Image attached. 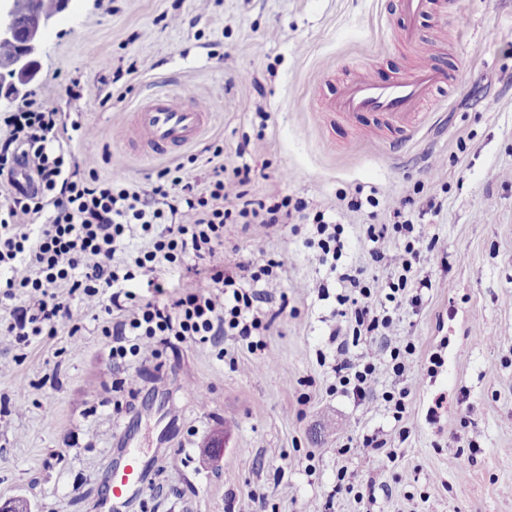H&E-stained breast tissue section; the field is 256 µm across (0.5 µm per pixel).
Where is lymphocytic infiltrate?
I'll return each instance as SVG.
<instances>
[{"instance_id":"obj_1","label":"lymphocytic infiltrate","mask_w":512,"mask_h":512,"mask_svg":"<svg viewBox=\"0 0 512 512\" xmlns=\"http://www.w3.org/2000/svg\"><path fill=\"white\" fill-rule=\"evenodd\" d=\"M6 127L0 142V176L13 175L17 165L29 168L37 188L33 192L8 194L0 204V281L5 298H13L16 287L25 290L24 304L14 313L10 328L20 341L40 335L69 318L70 310L59 297V288L80 293L91 310L120 312L113 328L112 358L123 362L141 354L143 339L164 342L175 336L207 343L219 336L248 340L254 332L270 330L288 307L261 306L263 295L257 283L273 286L282 277L283 262L249 258L235 265L216 263L214 256L224 246L228 224L267 228L290 219L310 222L307 247L316 251L320 265L335 272L340 288L336 325L329 336L336 345L331 369L343 395L356 402L372 401L380 374L406 376L400 349L390 347L393 319L384 304L415 306L422 289L432 281L424 267L434 258L437 238L426 245L391 247L396 235L414 231L412 197H404L394 208V223L368 225L364 242L373 263L393 268L396 280L388 284L385 299H377L375 284L361 269H339L345 242L343 226L325 210L308 213L305 201L289 197L251 195L248 186L253 169L246 162L247 143L235 155L240 165L227 167L219 158L222 146H211L217 163L205 178L188 170L186 164L161 170L150 189L143 190L117 181L100 179L96 173L72 179L65 169V155L58 152L67 132L57 112L28 101L0 120ZM37 231H30V224ZM140 225L152 236L148 249L129 260H116L131 225ZM191 261L196 278L182 291L168 292L161 279L170 265ZM28 275L17 276L18 266ZM147 277L156 300L139 302L126 283ZM380 342V354L359 361L351 347L360 339Z\"/></svg>"}]
</instances>
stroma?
<instances>
[{
  "instance_id": "1",
  "label": "stroma",
  "mask_w": 512,
  "mask_h": 512,
  "mask_svg": "<svg viewBox=\"0 0 512 512\" xmlns=\"http://www.w3.org/2000/svg\"><path fill=\"white\" fill-rule=\"evenodd\" d=\"M396 0H73L47 35L30 87L58 112L63 146L97 176L142 189L172 161L206 145L250 141L258 197L302 198L336 211L340 196L375 188L374 214L342 217L343 265L385 294L389 269L360 243L363 224H387L415 198L417 228L439 236L418 306H403L391 343L414 342L420 384L395 422L383 402L334 392L328 359L337 284L319 299L326 267L307 230L253 226L266 257L283 261L273 296L288 312L257 350L235 337L176 338L124 365L112 359L113 317L92 316L60 289L71 317L16 343L7 332L22 298L0 301V503L33 512H111L106 477L136 449L148 486L128 512H512V0H434L422 41L403 47ZM381 82L421 64L448 75L423 106L431 118L393 154L384 121L342 119L312 105L331 99L361 62ZM213 109L210 125L173 158L148 159L129 125L138 100L160 88ZM126 427L124 441L112 436ZM392 440L365 458L358 443ZM222 435L216 461L203 445ZM287 461H280V454ZM353 492L337 493L339 470Z\"/></svg>"
}]
</instances>
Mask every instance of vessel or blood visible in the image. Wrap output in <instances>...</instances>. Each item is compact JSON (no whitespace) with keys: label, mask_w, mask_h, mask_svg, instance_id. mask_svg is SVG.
I'll use <instances>...</instances> for the list:
<instances>
[{"label":"vessel or blood","mask_w":512,"mask_h":512,"mask_svg":"<svg viewBox=\"0 0 512 512\" xmlns=\"http://www.w3.org/2000/svg\"><path fill=\"white\" fill-rule=\"evenodd\" d=\"M408 20L400 33L404 46H415L420 38L419 20L431 10V0H400ZM443 70L423 65L390 83L373 79L367 69L349 80L337 97L327 102L329 111L353 119L365 113L382 116L402 142H409L419 127L418 109L446 83ZM131 132L151 157L164 156L168 146L182 147L196 141L209 125L211 108L196 102L185 106L180 95L158 90L142 99L133 109ZM147 472L137 457H130L123 468L112 470L108 486L113 512H126L128 505L146 488Z\"/></svg>","instance_id":"obj_1"}]
</instances>
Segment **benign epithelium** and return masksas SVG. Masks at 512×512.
<instances>
[{"label": "benign epithelium", "mask_w": 512, "mask_h": 512, "mask_svg": "<svg viewBox=\"0 0 512 512\" xmlns=\"http://www.w3.org/2000/svg\"><path fill=\"white\" fill-rule=\"evenodd\" d=\"M24 0H0V41L22 42V48L8 64L0 68L10 74L8 98H23L28 86L37 76V57L40 54L46 34L56 24V16L40 15L34 18L26 29H21L18 20Z\"/></svg>", "instance_id": "benign-epithelium-1"}]
</instances>
